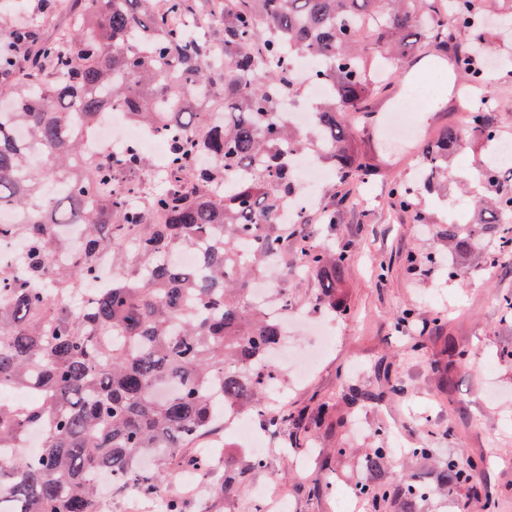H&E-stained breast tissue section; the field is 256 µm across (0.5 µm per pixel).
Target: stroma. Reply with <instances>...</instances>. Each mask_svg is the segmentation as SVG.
<instances>
[{
	"label": "stroma",
	"instance_id": "35a3bbf8",
	"mask_svg": "<svg viewBox=\"0 0 512 512\" xmlns=\"http://www.w3.org/2000/svg\"><path fill=\"white\" fill-rule=\"evenodd\" d=\"M503 65L489 72L486 91L499 102L500 136L512 139V34L496 41ZM436 63L418 57L394 69L383 96L369 112L349 114L356 145L373 169L366 181L340 184L329 177L320 187L323 206L335 207L336 221L320 223L319 211L304 224L288 227L278 261L288 268V302L317 317L323 300L318 277L297 270L296 247L303 235L347 250L336 282L335 307L326 318L335 334L315 371L288 387V411L310 423V464L290 448L292 426L271 434L263 469L247 484L269 482L287 500L290 512H338L337 501L358 481L394 486L409 479L434 486L444 460L460 467L479 461L470 482L452 492L419 500L416 512H512V319L498 305L500 292L512 291V259L488 248L459 255L446 240L399 208L390 188L411 178L420 148L445 125L466 127V113L454 111L443 95L457 81L443 74L436 98L411 96L413 80ZM413 113L414 135L383 146L381 130L389 113ZM496 151L492 142L465 139L448 162V181L438 193L423 195L418 208L428 222H468L470 176L478 160ZM470 268L462 282L449 279L456 263ZM370 393V401L355 397ZM387 435L377 438L379 428ZM387 451V465L371 476L360 467L365 448ZM430 449L429 459L408 457L407 449ZM184 512H259L260 502L236 493H210L205 499L181 492Z\"/></svg>",
	"mask_w": 512,
	"mask_h": 512
}]
</instances>
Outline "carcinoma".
I'll return each instance as SVG.
<instances>
[{"label": "carcinoma", "instance_id": "carcinoma-1", "mask_svg": "<svg viewBox=\"0 0 512 512\" xmlns=\"http://www.w3.org/2000/svg\"><path fill=\"white\" fill-rule=\"evenodd\" d=\"M66 27L47 33L0 21L12 50L0 55V242L22 238L16 266L0 264V387H27L38 401L20 407L0 398V449L26 432L42 438L31 457L0 456V512H103L97 478L112 477L124 495L150 497L168 487L179 451L225 412H251L279 431L292 414L269 399L274 370L265 364L282 326L251 301L250 283L278 259L280 208L296 195L293 159L332 163L342 182L364 179L349 112L363 111L382 67H396L428 44L448 52L474 32L487 0H68ZM512 29V0H492ZM224 29V57L196 25ZM326 59L316 78L332 97L318 103L321 137H301L278 118L276 99L293 84L291 63ZM224 90L216 117L201 102ZM122 108L165 138L155 163L130 147L95 157L86 149L109 109ZM498 103L472 107L468 134L497 137ZM462 141L441 128L418 159L420 181H398L393 195L410 209L448 173ZM479 186L472 224L438 233L460 252L488 236L512 255V166L475 167ZM77 225V250L62 233ZM199 252L185 270L175 254ZM112 258V287L75 309L72 299L101 279L100 254ZM300 265L325 291L336 287L345 251L301 242ZM383 448L361 456L380 471ZM263 468L224 456L223 493ZM471 480L450 459L438 473L445 493ZM356 493L381 512L395 500L412 512L430 488L411 479L389 490L358 483Z\"/></svg>", "mask_w": 512, "mask_h": 512}]
</instances>
